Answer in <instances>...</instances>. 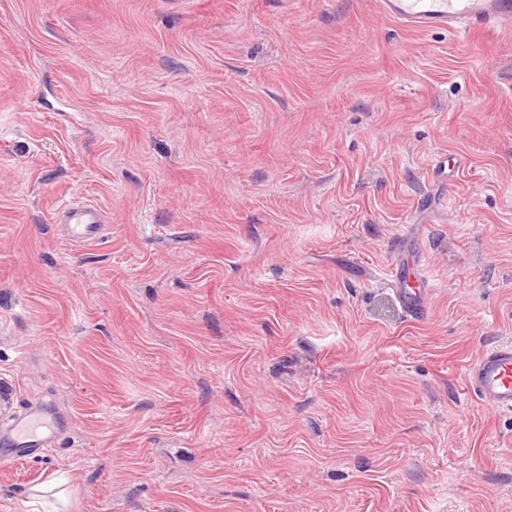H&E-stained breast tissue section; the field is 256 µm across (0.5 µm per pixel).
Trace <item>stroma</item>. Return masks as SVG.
<instances>
[{
	"instance_id": "1",
	"label": "stroma",
	"mask_w": 512,
	"mask_h": 512,
	"mask_svg": "<svg viewBox=\"0 0 512 512\" xmlns=\"http://www.w3.org/2000/svg\"><path fill=\"white\" fill-rule=\"evenodd\" d=\"M73 200L100 241L61 236ZM509 340L512 37L0 0V424L58 413L0 512H512V416L464 377ZM56 223L64 225L67 240L87 244L100 240L105 224L102 212L94 205L75 201L60 209ZM386 271L387 279L396 287L394 292L405 315L410 318L420 317L426 304V290L423 287L422 275L408 273L399 262L390 265Z\"/></svg>"
}]
</instances>
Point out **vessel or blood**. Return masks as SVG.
<instances>
[{
    "mask_svg": "<svg viewBox=\"0 0 512 512\" xmlns=\"http://www.w3.org/2000/svg\"><path fill=\"white\" fill-rule=\"evenodd\" d=\"M380 10L387 19L409 29H445L462 37L476 30L512 33V0H380ZM56 221L63 224L65 238L74 243L95 242L104 234L102 212L84 202L60 209ZM386 275L405 315L420 317L426 304L422 276L407 272L398 262L388 267ZM465 383L480 405L512 413V342L495 344L472 362ZM0 438L6 443L0 463L17 462L52 447L54 428L44 409L31 407L1 429Z\"/></svg>",
    "mask_w": 512,
    "mask_h": 512,
    "instance_id": "1",
    "label": "vessel or blood"
}]
</instances>
